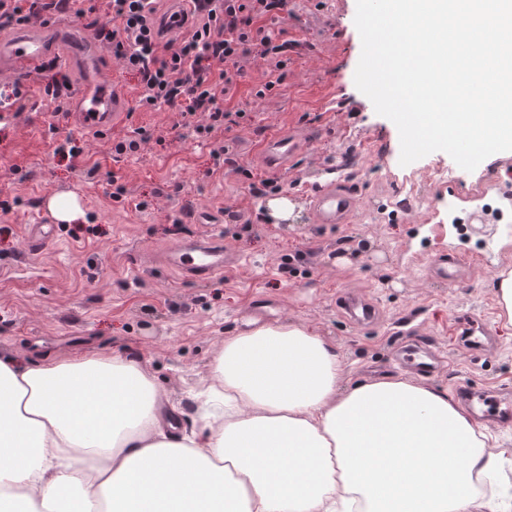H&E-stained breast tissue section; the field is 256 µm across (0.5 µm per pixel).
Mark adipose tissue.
<instances>
[{"mask_svg":"<svg viewBox=\"0 0 512 512\" xmlns=\"http://www.w3.org/2000/svg\"><path fill=\"white\" fill-rule=\"evenodd\" d=\"M118 356L0 353V512H471L499 454L444 391L350 382L295 323L228 338L191 434Z\"/></svg>","mask_w":512,"mask_h":512,"instance_id":"1","label":"adipose tissue"}]
</instances>
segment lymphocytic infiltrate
<instances>
[{"label": "lymphocytic infiltrate", "instance_id": "lymphocytic-infiltrate-1", "mask_svg": "<svg viewBox=\"0 0 512 512\" xmlns=\"http://www.w3.org/2000/svg\"><path fill=\"white\" fill-rule=\"evenodd\" d=\"M159 0H107L112 55L137 80L136 107L156 112L178 107L197 137L245 118L243 110L225 111L237 90L247 57L286 65L288 43L260 27V20L281 14L287 0H193L189 32L168 40L157 20ZM76 0H0V26L24 24L39 11L65 12Z\"/></svg>", "mask_w": 512, "mask_h": 512}]
</instances>
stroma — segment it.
Instances as JSON below:
<instances>
[{
	"label": "stroma",
	"mask_w": 512,
	"mask_h": 512,
	"mask_svg": "<svg viewBox=\"0 0 512 512\" xmlns=\"http://www.w3.org/2000/svg\"><path fill=\"white\" fill-rule=\"evenodd\" d=\"M356 0H288L286 10L263 25L288 41L282 73L250 57L242 63L228 111L250 118L214 131L210 141L181 127L180 114L128 111L104 134L80 135L56 122L55 102L44 93L54 73L78 88L83 73L70 43L53 54L57 71L35 70L26 78L31 99L11 122H0V352L33 361L86 351L149 364L157 383L182 411V422H199L196 395L214 377V358L227 337L252 323L292 321L330 337L350 379L405 375L394 348L402 337L419 336L447 357L424 384L455 393L462 385L497 390L512 400V324L501 317L495 282L512 270V211L497 223L492 246L472 225L449 233L448 185L430 179L438 161L454 167L457 190L470 199L495 189L512 154L468 172L445 152L409 165L399 163L396 125L378 115L354 82L362 43L354 19ZM274 88L266 98L255 91ZM155 134L138 152L116 155L113 143L130 128ZM293 135L301 148L271 172L260 151L267 137ZM82 137L77 159L56 152L60 141ZM229 144L234 165L214 169L212 147ZM277 181L279 191L257 198L250 182ZM332 180L358 197L349 223H315L308 194ZM125 185L123 199L113 183ZM414 189L431 211L403 213L394 206L399 190ZM71 193L82 217L58 223L57 241L38 254L27 250L31 224L51 220L49 198ZM288 199V219L274 216L269 201ZM214 206L213 224L198 211ZM211 234L242 258L241 266L205 282L183 280L163 266H142L144 251L160 255L190 235ZM308 262L293 278L279 266L296 250ZM467 251L459 284L431 279L439 256ZM353 293L374 302L375 322L354 325L340 308ZM472 319L487 327L492 343L481 351L450 344L449 324ZM508 455L491 480L490 494L475 512H506L512 505V423H482Z\"/></svg>",
	"instance_id": "stroma-1"
}]
</instances>
